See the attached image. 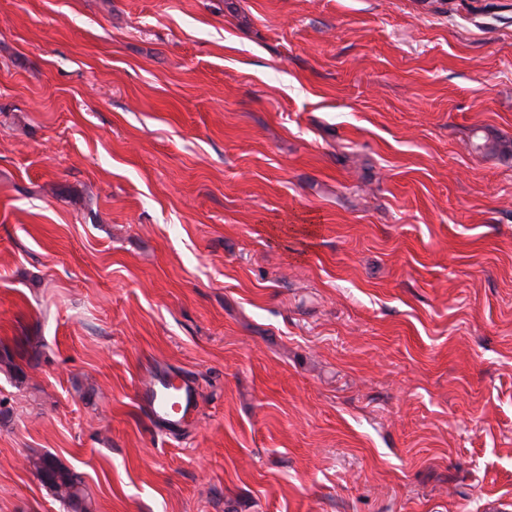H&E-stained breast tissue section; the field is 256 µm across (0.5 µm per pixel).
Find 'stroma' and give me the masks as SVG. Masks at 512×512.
I'll list each match as a JSON object with an SVG mask.
<instances>
[{
  "label": "stroma",
  "instance_id": "35a3bbf8",
  "mask_svg": "<svg viewBox=\"0 0 512 512\" xmlns=\"http://www.w3.org/2000/svg\"><path fill=\"white\" fill-rule=\"evenodd\" d=\"M4 348L0 512H512V0H0ZM177 385L167 378L149 383L139 391V398L147 404L151 414L170 427L179 426L194 406V394L187 383L178 386L179 402L172 401V386ZM27 462L29 468L41 480L42 473L52 470L53 478L48 486L63 503L75 508V511L90 512L82 481L76 473L61 466L55 458L46 454L29 457Z\"/></svg>",
  "mask_w": 512,
  "mask_h": 512
}]
</instances>
